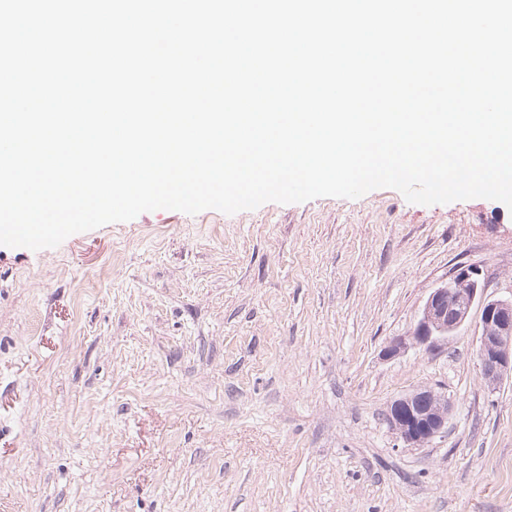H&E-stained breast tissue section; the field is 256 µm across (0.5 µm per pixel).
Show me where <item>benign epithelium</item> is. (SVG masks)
I'll list each match as a JSON object with an SVG mask.
<instances>
[{
	"label": "benign epithelium",
	"instance_id": "7a95c632",
	"mask_svg": "<svg viewBox=\"0 0 512 512\" xmlns=\"http://www.w3.org/2000/svg\"><path fill=\"white\" fill-rule=\"evenodd\" d=\"M478 268L467 266L434 289L420 312L408 339L397 338L384 349L396 357L411 347L430 348L446 343L467 322L475 303L481 305V334L477 357L485 381L491 387L512 377V297L493 298ZM448 395L418 389L393 400L386 412L389 428L411 447H423L445 433L448 425Z\"/></svg>",
	"mask_w": 512,
	"mask_h": 512
}]
</instances>
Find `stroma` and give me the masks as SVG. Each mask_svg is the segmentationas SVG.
Here are the masks:
<instances>
[{"label":"stroma","mask_w":512,"mask_h":512,"mask_svg":"<svg viewBox=\"0 0 512 512\" xmlns=\"http://www.w3.org/2000/svg\"><path fill=\"white\" fill-rule=\"evenodd\" d=\"M468 265L512 296L511 210L390 188L0 246V512H512L479 309L384 354ZM423 387L448 428L411 448L385 414Z\"/></svg>","instance_id":"obj_1"}]
</instances>
